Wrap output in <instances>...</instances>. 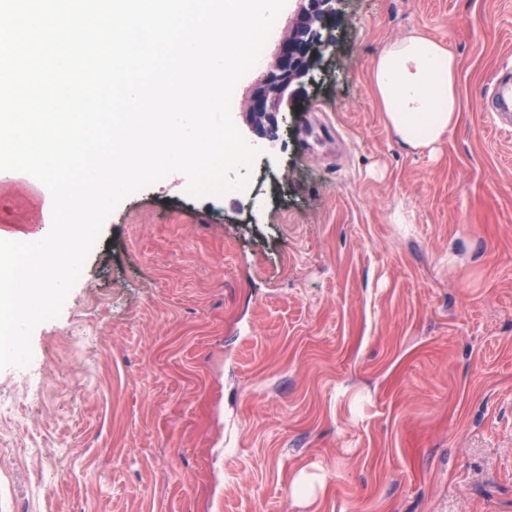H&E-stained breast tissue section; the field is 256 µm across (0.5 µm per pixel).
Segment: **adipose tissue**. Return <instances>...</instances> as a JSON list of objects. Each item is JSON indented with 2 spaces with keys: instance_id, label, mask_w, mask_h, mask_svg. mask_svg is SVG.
Returning a JSON list of instances; mask_svg holds the SVG:
<instances>
[{
  "instance_id": "1",
  "label": "adipose tissue",
  "mask_w": 512,
  "mask_h": 512,
  "mask_svg": "<svg viewBox=\"0 0 512 512\" xmlns=\"http://www.w3.org/2000/svg\"><path fill=\"white\" fill-rule=\"evenodd\" d=\"M457 61L439 42L420 35L404 36L388 42L377 56L372 69V83L383 108L386 122L399 139L417 149L436 143L449 131L459 110ZM90 224H60L54 236L34 232L35 249L28 255L36 262H51L53 282H60L66 272L65 261H49L55 241L63 239L78 246ZM7 278L15 291L0 297V304L27 311L46 297L43 281L27 276L24 270L8 266Z\"/></svg>"
}]
</instances>
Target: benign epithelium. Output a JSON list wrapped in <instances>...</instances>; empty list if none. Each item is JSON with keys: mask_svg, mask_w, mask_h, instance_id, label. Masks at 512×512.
<instances>
[{"mask_svg": "<svg viewBox=\"0 0 512 512\" xmlns=\"http://www.w3.org/2000/svg\"><path fill=\"white\" fill-rule=\"evenodd\" d=\"M299 9L280 40L273 63L245 98L253 132L274 140L293 111V101L315 72L324 52L336 46L339 5L344 0H296Z\"/></svg>", "mask_w": 512, "mask_h": 512, "instance_id": "obj_1", "label": "benign epithelium"}]
</instances>
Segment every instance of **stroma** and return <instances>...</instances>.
<instances>
[{"instance_id": "35a3bbf8", "label": "stroma", "mask_w": 512, "mask_h": 512, "mask_svg": "<svg viewBox=\"0 0 512 512\" xmlns=\"http://www.w3.org/2000/svg\"><path fill=\"white\" fill-rule=\"evenodd\" d=\"M337 26L244 187L125 198L32 334L39 380L0 371V512H512V127L483 108L512 0H344ZM411 34L460 99L414 151L371 80ZM46 192L0 189V225Z\"/></svg>"}]
</instances>
